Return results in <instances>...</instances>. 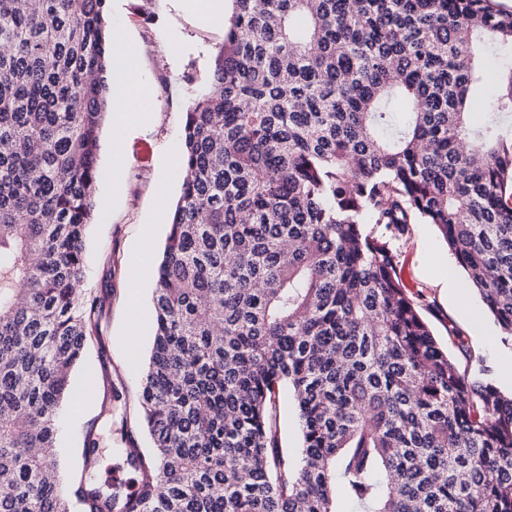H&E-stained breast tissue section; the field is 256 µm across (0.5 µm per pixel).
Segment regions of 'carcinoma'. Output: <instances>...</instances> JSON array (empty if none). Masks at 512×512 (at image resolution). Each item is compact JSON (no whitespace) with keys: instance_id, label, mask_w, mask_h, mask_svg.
<instances>
[{"instance_id":"obj_1","label":"carcinoma","mask_w":512,"mask_h":512,"mask_svg":"<svg viewBox=\"0 0 512 512\" xmlns=\"http://www.w3.org/2000/svg\"><path fill=\"white\" fill-rule=\"evenodd\" d=\"M228 2L156 273L152 447L119 449L133 499L86 483L90 430L70 490L46 478L110 297L77 292L106 0H0V512H512V394L449 358L389 246L435 225L512 338V9ZM281 445L294 454L300 448V428L293 399L285 392L279 407Z\"/></svg>"}]
</instances>
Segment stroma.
Wrapping results in <instances>:
<instances>
[{"label": "stroma", "mask_w": 512, "mask_h": 512, "mask_svg": "<svg viewBox=\"0 0 512 512\" xmlns=\"http://www.w3.org/2000/svg\"><path fill=\"white\" fill-rule=\"evenodd\" d=\"M109 25L117 26L136 51L140 72L153 100V111L142 126L124 141L120 186L112 184V120L104 118L98 166L100 180L97 204L101 217L91 224L86 240L85 272L79 290L94 296L111 292L101 318L102 338L91 344L83 363L72 374V387L81 408L65 405L61 412L58 448L54 454L62 485H69L72 468L79 461L84 434L95 427L99 435V458L103 472H92L89 481L100 488L116 483L126 464L118 450L123 447L122 414H129L138 447L150 445L142 428L138 407L139 372L145 362L153 332V278L135 283L131 266L144 259L139 244L152 237L147 258L157 266L167 225L155 217V196L166 190L177 202L180 185L166 181L167 167L181 143L188 108V91L206 88L214 56L224 41V23L200 21L186 0H108ZM396 274L420 305L439 344L448 350L460 369L468 374L486 369L487 378L502 392L512 391V342L486 310L476 289L465 296L443 288L431 275L438 265L455 258L434 225L414 224L404 237L392 241ZM138 296L144 321L143 335L134 342L124 336L131 321L130 298ZM465 339L473 354L466 359L457 348ZM122 387L127 399L112 398L113 387Z\"/></svg>", "instance_id": "obj_1"}]
</instances>
